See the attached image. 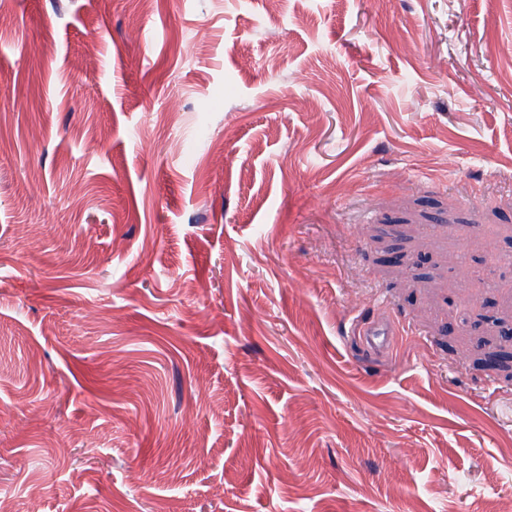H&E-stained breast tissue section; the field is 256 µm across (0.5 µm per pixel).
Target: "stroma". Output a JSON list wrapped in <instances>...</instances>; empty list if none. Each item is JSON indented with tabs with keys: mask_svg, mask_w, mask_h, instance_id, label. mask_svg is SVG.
Segmentation results:
<instances>
[{
	"mask_svg": "<svg viewBox=\"0 0 512 512\" xmlns=\"http://www.w3.org/2000/svg\"><path fill=\"white\" fill-rule=\"evenodd\" d=\"M511 320L512 0H0L18 512H512ZM367 344L375 350H384L388 348L394 336V329L391 322L378 318L368 322L364 333Z\"/></svg>",
	"mask_w": 512,
	"mask_h": 512,
	"instance_id": "35a3bbf8",
	"label": "stroma"
}]
</instances>
